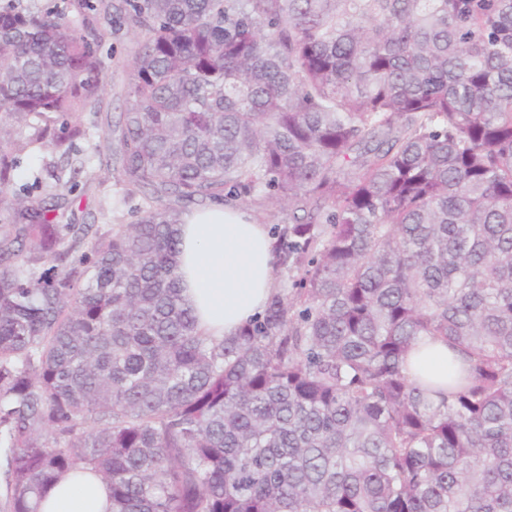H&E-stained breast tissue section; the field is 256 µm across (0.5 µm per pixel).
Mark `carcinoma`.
<instances>
[{"label":"carcinoma","instance_id":"obj_1","mask_svg":"<svg viewBox=\"0 0 512 512\" xmlns=\"http://www.w3.org/2000/svg\"><path fill=\"white\" fill-rule=\"evenodd\" d=\"M110 15L144 203L102 233L0 200V512L86 472L109 512H512V0H6L0 186L7 127L89 136ZM259 199L304 213L287 279L209 336L170 202ZM428 341L446 392L410 374Z\"/></svg>","mask_w":512,"mask_h":512}]
</instances>
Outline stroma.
<instances>
[{"label": "stroma", "instance_id": "1", "mask_svg": "<svg viewBox=\"0 0 512 512\" xmlns=\"http://www.w3.org/2000/svg\"><path fill=\"white\" fill-rule=\"evenodd\" d=\"M135 51V41L126 30L108 33L98 49L104 65L102 77L109 89L100 112H86L81 121L91 133L89 139L78 141L76 151L84 165L75 178L73 187L55 191L53 181L47 175L50 167L59 165V154L34 139L29 126L13 128V138L26 141L27 149L20 155L10 188L18 190L31 187L35 196L46 204L57 205L59 211L75 219L79 224H94L102 230L115 224H131L133 213L141 196H133L127 203H120L122 186L118 175L106 168L109 159L107 143L103 137L109 125L117 122L120 112L127 106L125 96L126 67Z\"/></svg>", "mask_w": 512, "mask_h": 512}]
</instances>
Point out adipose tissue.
<instances>
[{
	"mask_svg": "<svg viewBox=\"0 0 512 512\" xmlns=\"http://www.w3.org/2000/svg\"><path fill=\"white\" fill-rule=\"evenodd\" d=\"M178 272L200 330L234 335L260 313L275 290L274 239L245 212L219 204L196 210L179 226ZM412 373L433 387L448 386V347L434 342L410 360ZM106 485L92 474L62 479L40 512H106Z\"/></svg>",
	"mask_w": 512,
	"mask_h": 512,
	"instance_id": "1",
	"label": "adipose tissue"
}]
</instances>
